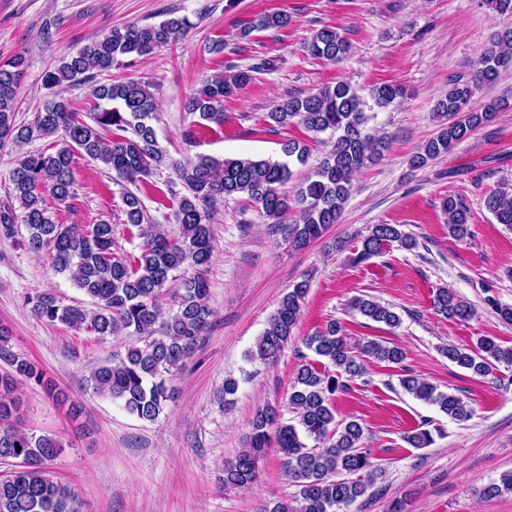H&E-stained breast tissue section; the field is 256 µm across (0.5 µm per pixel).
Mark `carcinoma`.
I'll return each instance as SVG.
<instances>
[{"label": "carcinoma", "instance_id": "1", "mask_svg": "<svg viewBox=\"0 0 512 512\" xmlns=\"http://www.w3.org/2000/svg\"><path fill=\"white\" fill-rule=\"evenodd\" d=\"M288 23L286 14H263L244 25L240 36L248 38L254 31L279 29ZM189 26L184 16L157 24L114 27L76 52L61 56L43 78L50 95L33 119L23 124L16 123L15 111L25 59H0V148L53 136L60 142L53 152H25L18 159L11 182L21 214L10 206H0V232L9 235L15 224L22 222L27 229V249L51 255L54 271L68 276L92 300L94 309L63 305L47 290L26 296L25 306L40 321L59 322L97 336L125 333L134 338L125 357L94 369L90 386L101 396L122 401L129 413L147 421L156 420L171 400L166 376L181 370L198 348L209 323L205 273L215 254L211 222L216 207L226 198L244 196L259 206L265 220L292 248L303 249L338 222L351 195L354 174L388 147L387 140L369 127L366 101L349 84L339 82L304 98L282 100L267 113L278 126L297 121L316 136L329 135L330 150L297 180L291 164H304L307 148L290 140L282 144L283 157L279 159L219 160L197 155L175 161L172 173L185 190L169 198L175 231L153 223L139 197L126 195L125 224L142 239L136 254L114 250L109 223H56L46 206L45 194L61 203L74 198L75 153L101 162L129 183L149 176L152 166L162 161V154L152 124L156 102L150 84L130 79L93 86L92 95L99 103L87 120L71 111L55 89L65 82L89 84L94 72L122 66L125 57L151 55L174 42ZM305 49L315 58L336 63L349 53L350 45L336 28L323 27L313 34ZM508 68H512V29L496 33L470 79L449 83L448 91L437 99V135L410 157L411 168L427 167L497 113L512 107V98L497 96L480 112L465 110L476 88L493 85L500 72ZM253 71L250 67L232 74L218 73L202 81L189 106L199 122L185 131L186 145L194 144L197 127L224 124V99L249 83ZM403 94L401 87L383 84L372 88L370 97L375 106L385 108ZM289 183L292 190L287 191ZM442 206L452 236L464 239L470 235V212L464 203L449 195ZM485 207L498 223L512 226V191L504 187L493 192L485 199ZM292 209L298 212V221L290 224L287 215ZM360 243L359 262L394 244L406 250L417 246L416 239L396 224L372 225ZM175 272L179 276H173ZM175 280L179 281L173 291L176 308L165 313L160 298ZM309 287V280L304 279L282 298L249 351L250 358L263 363L278 359L295 337ZM350 308L390 328L400 324L392 307L373 298L357 296ZM433 309L458 321L473 316L471 304L446 288L435 293ZM341 331L338 322L332 321L324 330L303 339L313 357L301 355L288 394L292 417L284 418L278 408L269 405L257 409L248 423V449L224 463V486L245 487L256 480L257 462L267 449H277L296 492L289 499L262 506L261 512H346L382 475L364 446L362 424L356 419L336 422V394L347 389L346 381L365 374V359L398 365L405 354L400 347L377 340L363 343L356 354ZM9 341L7 331L0 328V359L11 367L10 372L0 375V460H18L20 464L0 479V512H81L77 494L53 481L48 472V465L61 448L59 440L50 435H29L13 424L20 408L18 398L13 396L16 378L34 381L53 400L64 402L67 396L35 363L12 353ZM443 354L478 376L490 374L500 364L512 366V347H503L486 336L478 338L472 348L450 344ZM400 386L458 423L472 417L473 410L460 397L441 392L414 374L402 375ZM435 432L441 430L423 424L407 432L403 440L412 448H427L434 443ZM505 492H512V471L481 490L485 498Z\"/></svg>", "mask_w": 512, "mask_h": 512}]
</instances>
